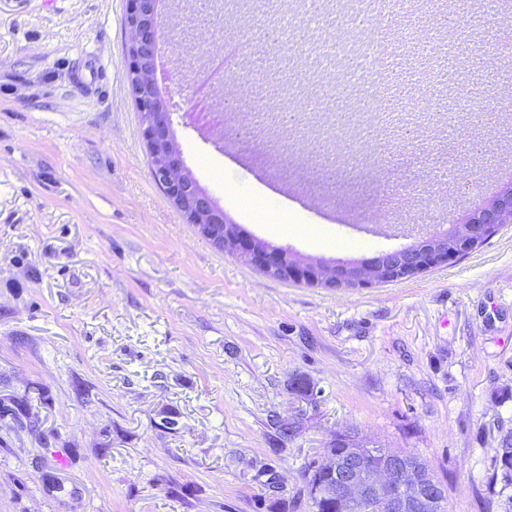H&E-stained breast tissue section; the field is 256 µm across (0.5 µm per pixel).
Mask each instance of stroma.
Listing matches in <instances>:
<instances>
[{
	"label": "stroma",
	"instance_id": "35a3bbf8",
	"mask_svg": "<svg viewBox=\"0 0 512 512\" xmlns=\"http://www.w3.org/2000/svg\"><path fill=\"white\" fill-rule=\"evenodd\" d=\"M165 84L187 166L219 202L263 194L269 171L319 207L360 224L405 200L392 232L323 235L299 224L242 231L306 261L362 260L447 231L434 212L479 194L476 156L494 173L512 121L490 111L512 73L454 56L485 112L446 136L385 152L384 178L356 161L336 180L295 141L243 133L227 97L260 96L270 77L208 98L224 136L181 121L199 95L195 49L217 54L197 0H166ZM128 0H0V392L40 390L39 437L0 425V512H310L302 473L331 430L352 428L423 458L450 512H500L493 450L512 432V222L481 248L409 280L350 290L273 279L201 238L157 187L126 77ZM316 393L293 439L272 415ZM107 456H98L101 446Z\"/></svg>",
	"mask_w": 512,
	"mask_h": 512
}]
</instances>
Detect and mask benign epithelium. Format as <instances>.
Listing matches in <instances>:
<instances>
[{"instance_id": "benign-epithelium-1", "label": "benign epithelium", "mask_w": 512, "mask_h": 512, "mask_svg": "<svg viewBox=\"0 0 512 512\" xmlns=\"http://www.w3.org/2000/svg\"><path fill=\"white\" fill-rule=\"evenodd\" d=\"M157 0H129L127 28L130 58L128 80L142 117L143 135L156 184L177 207L186 223L213 245L245 261L263 274L280 280L300 281L331 288H366L374 283L414 278L427 270L456 261L481 247L495 228L512 217V206L486 211L480 220L469 224L465 237L454 250L433 246L420 255L408 250L385 253L361 266H322L301 263L288 252L263 245L242 234L224 221V213L212 198L200 190L185 171L169 125L171 98L155 89L154 59L161 32L156 24ZM343 435L356 443L342 456L326 450L320 459L321 470L330 482L315 490L316 495L334 497L342 512H355L369 500L380 512H441L447 490L421 459L405 460L401 455L382 454L374 465L375 445L353 429Z\"/></svg>"}]
</instances>
